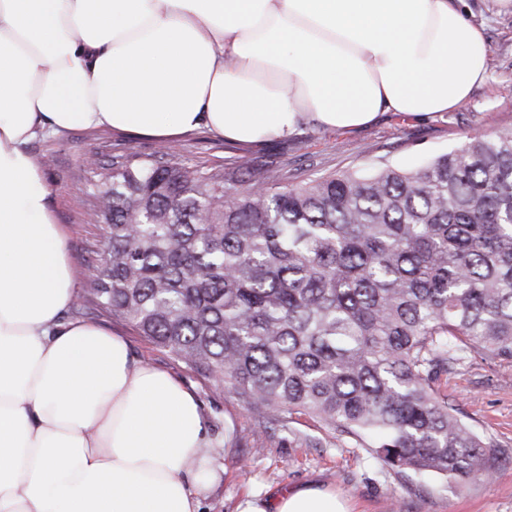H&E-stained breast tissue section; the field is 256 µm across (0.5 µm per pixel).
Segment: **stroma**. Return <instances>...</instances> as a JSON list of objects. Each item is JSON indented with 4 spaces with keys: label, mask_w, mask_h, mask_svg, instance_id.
I'll use <instances>...</instances> for the list:
<instances>
[{
    "label": "stroma",
    "mask_w": 512,
    "mask_h": 512,
    "mask_svg": "<svg viewBox=\"0 0 512 512\" xmlns=\"http://www.w3.org/2000/svg\"><path fill=\"white\" fill-rule=\"evenodd\" d=\"M486 27L491 58L486 80L451 112L427 118L387 112L358 130L300 124L283 140L232 145L205 130L172 142L106 129L47 130L29 152L42 164L51 206L68 238L78 295L89 287L95 256L89 246L103 223L92 207L89 155L165 157L193 168L284 173L295 185L345 171L385 165L414 168L459 147L474 133L512 131V15L494 0H467ZM66 319L96 323L123 337L134 355L168 371L197 395L209 422L210 461L221 480L201 499L200 512H235L252 493L269 500L306 484L336 491L354 512H512V367L480 354L442 375L458 416L503 450L497 474L455 483L439 475L399 473L323 422L301 413L248 408L230 386L214 387L168 351L93 305L71 306Z\"/></svg>",
    "instance_id": "obj_1"
}]
</instances>
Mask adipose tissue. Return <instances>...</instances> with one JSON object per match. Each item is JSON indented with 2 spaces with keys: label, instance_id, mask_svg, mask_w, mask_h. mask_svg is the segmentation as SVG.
Masks as SVG:
<instances>
[{
  "label": "adipose tissue",
  "instance_id": "obj_1",
  "mask_svg": "<svg viewBox=\"0 0 512 512\" xmlns=\"http://www.w3.org/2000/svg\"><path fill=\"white\" fill-rule=\"evenodd\" d=\"M461 0H0V512H199L216 482L196 394L99 325L27 145L112 128L236 145L302 120L450 112L486 77ZM235 512H348L307 487Z\"/></svg>",
  "mask_w": 512,
  "mask_h": 512
}]
</instances>
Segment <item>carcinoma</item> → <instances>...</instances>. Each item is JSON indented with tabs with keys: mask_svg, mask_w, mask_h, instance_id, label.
<instances>
[{
	"mask_svg": "<svg viewBox=\"0 0 512 512\" xmlns=\"http://www.w3.org/2000/svg\"><path fill=\"white\" fill-rule=\"evenodd\" d=\"M286 181L112 163L96 305L249 406L307 412L391 469L495 473L500 446L436 383L473 352L512 365V131L415 170Z\"/></svg>",
	"mask_w": 512,
	"mask_h": 512,
	"instance_id": "1",
	"label": "carcinoma"
}]
</instances>
